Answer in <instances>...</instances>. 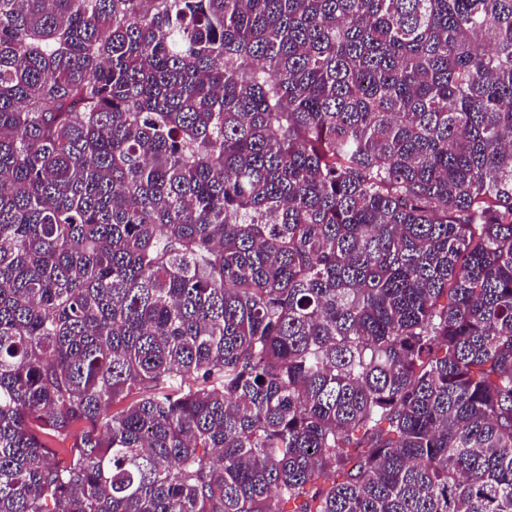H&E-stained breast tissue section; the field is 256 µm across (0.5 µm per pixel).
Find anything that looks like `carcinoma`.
I'll use <instances>...</instances> for the list:
<instances>
[{"label":"carcinoma","instance_id":"cac0c4a2","mask_svg":"<svg viewBox=\"0 0 512 512\" xmlns=\"http://www.w3.org/2000/svg\"><path fill=\"white\" fill-rule=\"evenodd\" d=\"M0 512H512V0H0Z\"/></svg>","mask_w":512,"mask_h":512}]
</instances>
